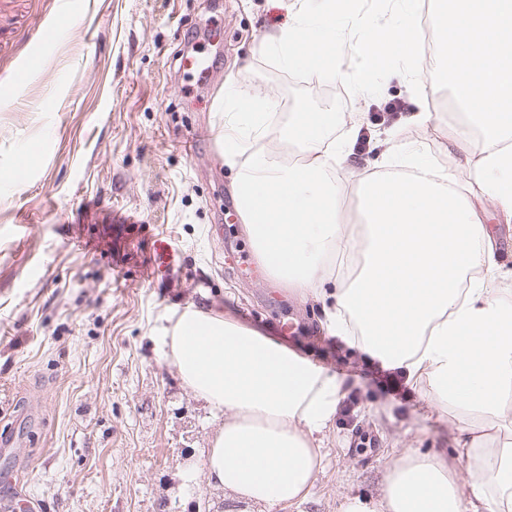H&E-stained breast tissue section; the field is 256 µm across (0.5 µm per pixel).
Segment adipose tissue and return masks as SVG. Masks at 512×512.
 I'll use <instances>...</instances> for the list:
<instances>
[{"label":"adipose tissue","instance_id":"1","mask_svg":"<svg viewBox=\"0 0 512 512\" xmlns=\"http://www.w3.org/2000/svg\"><path fill=\"white\" fill-rule=\"evenodd\" d=\"M444 57L422 67L419 0H290L289 20L258 50L286 70L347 83L369 102L400 71L409 89L450 87L457 116L412 113L445 130L456 172L422 142L388 129L381 174L350 177L353 152L329 112L276 118L274 96L236 80L224 89V163L235 169L238 211L259 260L289 288L332 299L327 331L419 386L439 414H464L469 472L435 453H405L384 498L345 512H512V289L497 239L473 202L512 222V0H431ZM359 54L354 72L346 50ZM355 196L362 221L349 223ZM183 384L223 415L206 451L210 484L267 508L305 499L322 463L317 433L343 397L342 381L280 342L187 305L164 330Z\"/></svg>","mask_w":512,"mask_h":512}]
</instances>
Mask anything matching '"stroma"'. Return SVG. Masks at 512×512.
I'll list each match as a JSON object with an SVG mask.
<instances>
[{
  "label": "stroma",
  "mask_w": 512,
  "mask_h": 512,
  "mask_svg": "<svg viewBox=\"0 0 512 512\" xmlns=\"http://www.w3.org/2000/svg\"><path fill=\"white\" fill-rule=\"evenodd\" d=\"M288 21L276 0H0V512H260L212 487L202 452L220 424L182 383L162 330L197 304L223 309L342 380L344 407L322 433L308 498L273 512H343L384 498L405 452L455 460L462 416L433 414L418 389L331 336L320 302L260 272L219 141L224 82L246 75L281 121L302 95L330 99L311 72L257 46ZM224 30L214 44L206 28ZM217 80L179 69L186 50ZM39 69H31L32 58ZM411 99L384 80L354 170L374 169L382 109ZM24 179L11 178L16 167ZM167 233L182 254L150 274L149 246L113 213Z\"/></svg>",
  "instance_id": "1"
}]
</instances>
